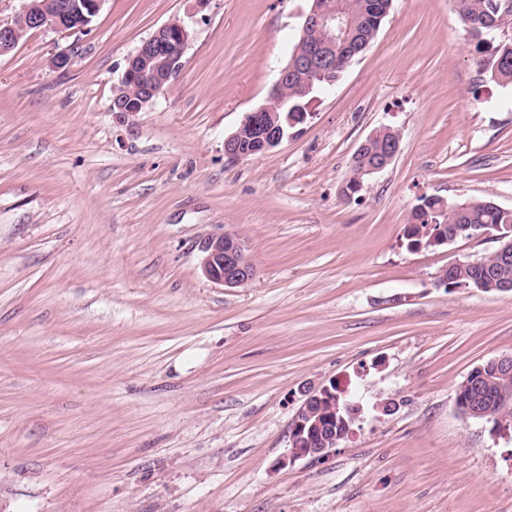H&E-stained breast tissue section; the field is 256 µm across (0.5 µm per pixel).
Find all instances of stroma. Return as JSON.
I'll use <instances>...</instances> for the list:
<instances>
[{
  "mask_svg": "<svg viewBox=\"0 0 512 512\" xmlns=\"http://www.w3.org/2000/svg\"><path fill=\"white\" fill-rule=\"evenodd\" d=\"M309 7L104 0L88 29L0 55V512H512V426L456 407L512 354V294L439 280L497 242L404 239L426 196L512 209V84L450 0H393L305 123L228 158ZM187 16L178 78L113 116L128 57ZM381 127L399 155L348 191ZM227 231L254 267L234 288L200 267ZM332 381L361 407L352 434L279 467L305 390Z\"/></svg>",
  "mask_w": 512,
  "mask_h": 512,
  "instance_id": "obj_1",
  "label": "stroma"
}]
</instances>
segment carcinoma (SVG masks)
<instances>
[{
	"mask_svg": "<svg viewBox=\"0 0 512 512\" xmlns=\"http://www.w3.org/2000/svg\"><path fill=\"white\" fill-rule=\"evenodd\" d=\"M327 2L347 22L345 35L348 42L336 51V75L339 76L371 44L389 13L391 0ZM452 3L466 30L475 37L483 32L512 29V0H452ZM491 77L504 83H512V42H502L493 48ZM396 135L397 131L389 127L376 130V137L351 165L352 180L366 178L362 174L363 168L377 162L381 147ZM455 224L481 225L492 231L497 226L512 225V210L503 209L490 200L470 199L450 205L439 197H424L413 208L409 224L406 225L407 248L412 250L432 241L439 242L448 236L449 228ZM480 266L483 268L481 291L485 293H495L500 283L512 281V259L504 261L491 253L480 259ZM473 371L484 376L487 397L491 398L502 390L512 392V377L507 379L496 376L486 368L480 370L475 367ZM347 401V396L340 397L336 403L330 399H321L311 408L314 418L323 425L322 435H327L338 443L347 437V414L342 410L336 412L334 408L335 404L342 405Z\"/></svg>",
	"mask_w": 512,
	"mask_h": 512,
	"instance_id": "cac0c4a2",
	"label": "carcinoma"
}]
</instances>
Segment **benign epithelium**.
Instances as JSON below:
<instances>
[{
  "label": "benign epithelium",
  "mask_w": 512,
  "mask_h": 512,
  "mask_svg": "<svg viewBox=\"0 0 512 512\" xmlns=\"http://www.w3.org/2000/svg\"><path fill=\"white\" fill-rule=\"evenodd\" d=\"M104 0H56L51 12L45 11L38 0H27L19 17L24 28L38 30L50 27L59 32L84 29L99 12ZM316 28L321 33V42L310 48L302 56H293L280 70L268 104L245 115L241 126L253 131L258 151L268 152L281 144L288 136V130L275 122L278 109L287 97L279 95L288 80L295 75L308 73L324 66L330 54L336 51V44L345 30V21L329 6L313 8L305 16L302 29ZM22 33L15 22H0V54L13 50L20 42ZM190 40L187 24L179 19L161 26L153 35L144 40L127 59V65L115 92L125 88V84L138 83L141 91V108L151 105L175 81L182 70V57ZM203 253L201 270L211 282L225 287L241 286L254 275L249 259L248 241L236 232H225L219 236L204 239L201 245ZM331 391V386L323 385L318 389H309L297 409L289 436V448L278 464L286 467L301 459L323 461L328 459L336 447V441L319 437L311 448H298L296 444L304 434H316L321 423L311 420L310 407L321 395Z\"/></svg>",
  "instance_id": "obj_1"
}]
</instances>
